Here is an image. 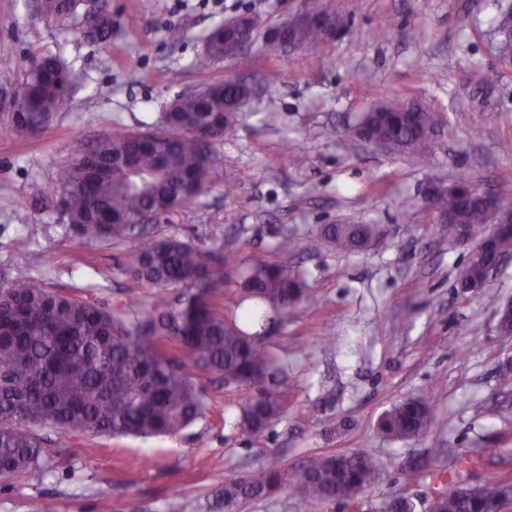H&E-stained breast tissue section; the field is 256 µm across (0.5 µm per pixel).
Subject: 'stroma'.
Wrapping results in <instances>:
<instances>
[{
    "label": "stroma",
    "instance_id": "1",
    "mask_svg": "<svg viewBox=\"0 0 512 512\" xmlns=\"http://www.w3.org/2000/svg\"><path fill=\"white\" fill-rule=\"evenodd\" d=\"M331 2L347 29L318 49L246 51L204 58L210 29L247 14L268 29ZM112 38L82 41L74 29L31 19L25 0H0V97L34 54L60 57L79 75L70 111L40 136L10 130L0 109V285L28 267L49 286L120 308L150 307L159 291L139 285L122 263L128 244L84 243L41 202L56 170L81 143L121 126L155 124L178 93L238 79L261 91L217 143L210 189L172 212L162 235L217 245L224 227L237 262L275 261L285 236L294 264L319 304L274 326L268 339L287 373L288 409L261 438L243 434L245 386L195 378L208 409L176 434L143 439L74 434L51 425L42 441L44 475L0 484V512H224L227 476L260 466L295 471L306 456L359 451L379 477L361 498L377 512L384 496L426 512L430 473L457 452L478 455L469 485L512 480V341L497 332L499 303L512 300V261L484 290L456 288L471 244L443 234L425 207L430 183L469 176L512 201V65L497 52L492 23L512 0H111ZM167 75L157 83V72ZM380 100L432 112L426 158L359 141L357 117ZM27 208L26 223L16 212ZM376 224L381 237L350 253L304 244L324 224ZM430 403L428 434L396 439L380 416L410 400ZM420 459L424 473L404 465Z\"/></svg>",
    "mask_w": 512,
    "mask_h": 512
}]
</instances>
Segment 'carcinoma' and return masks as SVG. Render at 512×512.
<instances>
[{
	"label": "carcinoma",
	"instance_id": "obj_1",
	"mask_svg": "<svg viewBox=\"0 0 512 512\" xmlns=\"http://www.w3.org/2000/svg\"><path fill=\"white\" fill-rule=\"evenodd\" d=\"M30 15L69 27L76 17L80 36L89 43L112 39V7L80 13L83 0H27ZM324 38L319 25L290 24L267 47L300 45L312 50ZM204 57H233L225 47L224 25L210 30ZM76 74L61 59L35 56L24 79L12 91L10 128L36 136L71 104ZM238 81L209 84L203 92L177 95L147 131L120 127L81 148L43 191L45 205L56 208L69 231L89 242L131 241L126 272L142 286L176 290L174 301L151 308L114 310L49 288L30 270L20 268L0 287V484L26 475L43 476L41 446L29 426L51 424L66 431L96 435H170L205 414L208 404L194 376L204 372L225 385L255 386L242 406L240 428L262 435L288 404V390L266 376L276 367L265 344L273 317L281 319L318 304L300 270L286 259L256 258L243 271L233 251L205 252L190 240L130 226L146 216L160 221L209 187L218 157L215 145L230 133L236 116L224 103L242 95ZM408 105L387 104L390 118L374 124L371 140H383L396 154H425L427 124L402 117ZM471 178L459 176L438 194L433 206L456 215L443 226L455 236L464 228L476 247L486 245L488 205L464 201ZM380 234L373 224H326L308 247L322 242L348 251L367 246ZM235 282L237 310L220 303L224 285ZM461 288L485 284L483 267L470 259L457 274ZM433 412L424 400L393 407L379 419L380 429L395 438L425 435ZM477 456L454 455L452 465L433 478L428 512H493L495 504L480 492H462ZM377 477V465L357 451L310 456L293 473L279 467L257 468L224 481V509L259 499L288 486L298 507L341 501L359 512V497Z\"/></svg>",
	"mask_w": 512,
	"mask_h": 512
}]
</instances>
